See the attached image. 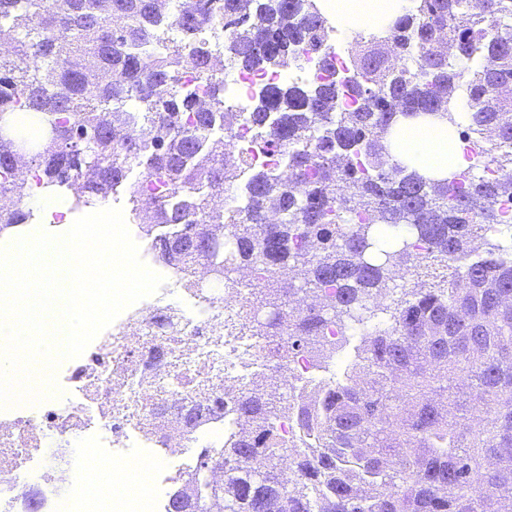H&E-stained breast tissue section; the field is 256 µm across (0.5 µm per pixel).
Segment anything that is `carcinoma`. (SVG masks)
<instances>
[{
    "label": "carcinoma",
    "instance_id": "cac0c4a2",
    "mask_svg": "<svg viewBox=\"0 0 512 512\" xmlns=\"http://www.w3.org/2000/svg\"><path fill=\"white\" fill-rule=\"evenodd\" d=\"M205 17L233 30L230 58L241 66L288 67L299 46L332 64L315 0H0V23L22 34L0 53V114L23 108L21 134L57 130L38 136L32 164L42 180L82 179V203L93 206L146 166L134 192L157 191L165 203L136 218L150 234L170 228L154 237L160 258L205 266L218 282L254 269L253 304L280 314L264 335L288 332L291 354L326 373L278 407L259 384L240 395L235 411L247 428L201 456L192 488L170 502L184 512L217 502L222 512H512V242L485 256L472 247L484 225L503 223L495 201L512 198V98L494 94L512 84V0H491L487 16L468 0H416L387 40L354 36L352 107L338 105L334 84L263 92L249 121L262 129L280 113L274 143L305 186L296 192L274 170L257 174L249 204L229 214L211 200L240 167L213 135L217 120L230 129L237 117L224 111L210 46L194 39ZM450 27L457 37L441 41ZM474 53L485 64L461 70L459 59ZM184 61L208 81L204 108L180 87ZM461 92L464 131L454 106ZM417 114L482 138L500 175L467 169L443 183L398 159L396 127ZM14 150L0 137L1 172L13 168ZM5 196L19 205L0 210V232L31 217L26 179L1 180ZM210 224L224 225L227 254L199 247ZM397 270L436 284L375 323L367 303ZM287 271L308 300L299 316L278 288ZM357 331L358 361L338 374L336 355ZM282 413L295 425L288 442ZM215 461L231 466L222 488L207 480Z\"/></svg>",
    "mask_w": 512,
    "mask_h": 512
}]
</instances>
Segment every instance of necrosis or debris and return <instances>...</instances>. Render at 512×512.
<instances>
[{"mask_svg": "<svg viewBox=\"0 0 512 512\" xmlns=\"http://www.w3.org/2000/svg\"><path fill=\"white\" fill-rule=\"evenodd\" d=\"M337 66H322L316 53L300 50L309 84L336 83L338 99L351 100L348 43L330 41ZM224 102L243 114L269 85L287 74L274 68L224 67ZM267 129L238 120L224 140L226 152L248 169L288 167L285 151L269 146ZM164 278L156 293L126 308L59 374V393L36 405L0 411V512H167L175 482L187 481L196 459L186 446L223 447L239 430L236 399L259 375L311 377L304 357L287 356L288 336L270 345L262 331L245 324L253 278L238 273L224 282L206 270L153 264ZM210 408L194 429L186 407ZM116 463L135 457L149 469L147 491L103 496L92 492L80 471L82 455Z\"/></svg>", "mask_w": 512, "mask_h": 512, "instance_id": "obj_1", "label": "necrosis or debris"}]
</instances>
